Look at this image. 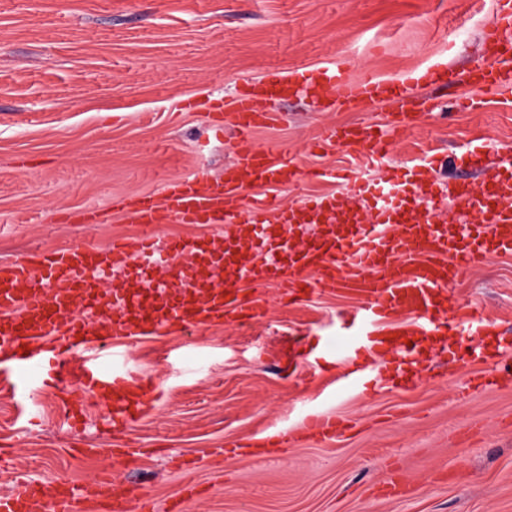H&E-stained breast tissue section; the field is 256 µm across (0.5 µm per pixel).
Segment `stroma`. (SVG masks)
Masks as SVG:
<instances>
[{"label": "stroma", "instance_id": "obj_1", "mask_svg": "<svg viewBox=\"0 0 512 512\" xmlns=\"http://www.w3.org/2000/svg\"><path fill=\"white\" fill-rule=\"evenodd\" d=\"M494 14L493 0H0V262L141 233L123 208L128 197L199 170L223 174L236 136L228 126L223 139L209 137L206 104L242 80L334 60L350 76L385 79L435 64L484 66L480 38ZM460 92L437 90L438 109L390 146L392 165L475 137L512 158V107L461 112ZM186 99L204 106L181 111ZM282 108L287 122L256 131L255 145L338 171L357 160L338 146L311 154V143L328 126L387 111H329L308 99ZM86 207L102 209V223L58 219ZM255 293L266 315L243 327L112 338L148 387V407L124 430L112 429L100 393L82 383L99 357L83 345L57 355L60 371L44 368L25 390L0 393V492L19 477L80 488L104 476L151 512L188 486L204 490L190 512H512V383L476 384L486 363L471 336L451 328L448 356L430 359L417 381L336 391L335 364L314 374L288 367L321 339L345 355L336 327L355 299L287 305L275 285ZM451 295L483 318L512 319V255L467 272ZM75 401L85 424L68 417ZM308 411L350 429L309 438L300 430ZM269 430L287 431L286 445L225 460L227 441ZM118 444L129 456H108ZM394 472L417 484L414 496H379Z\"/></svg>", "mask_w": 512, "mask_h": 512}]
</instances>
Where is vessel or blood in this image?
Segmentation results:
<instances>
[{
  "label": "vessel or blood",
  "instance_id": "1",
  "mask_svg": "<svg viewBox=\"0 0 512 512\" xmlns=\"http://www.w3.org/2000/svg\"><path fill=\"white\" fill-rule=\"evenodd\" d=\"M490 64L457 73L438 64L400 79L349 77L343 63L312 70L272 68L255 81L235 86L216 103L215 133L232 115L234 159L224 176L189 175L167 181L160 196L141 194L128 205L144 231L116 239L105 248L73 244L0 264V383L19 387L43 367L55 345L74 340L109 350L115 335L181 333L227 323L248 324L265 305L252 287L275 284L295 302L308 295L339 291L357 296L348 319L358 333L352 351L388 349L381 367L393 371L408 350L444 352L449 319L469 336L499 334L497 322L459 307L450 291L462 275L512 254V173L494 168L490 143H469L460 161L480 180L443 183L438 164L428 159L387 168L380 178L354 177L342 192H328L283 205L269 195L306 176L287 153L259 149L255 131L282 123L279 101L308 97L344 110L397 101L401 111L384 122L337 125L314 142L383 163L393 135L418 127L435 107L429 88L466 83L471 94L460 108L482 107L483 94L512 92V0H497L496 18L483 32ZM252 191L244 201V191ZM480 213L479 223L460 229L443 214L446 203ZM163 224L214 227L203 239L161 240ZM85 379L112 400L113 427L134 422L145 404L142 385L127 373L86 367ZM306 432L338 435L334 417L318 413L302 420ZM131 512L129 499L116 497L108 481L83 490L61 482L46 495L27 481L0 494V512Z\"/></svg>",
  "mask_w": 512,
  "mask_h": 512
}]
</instances>
